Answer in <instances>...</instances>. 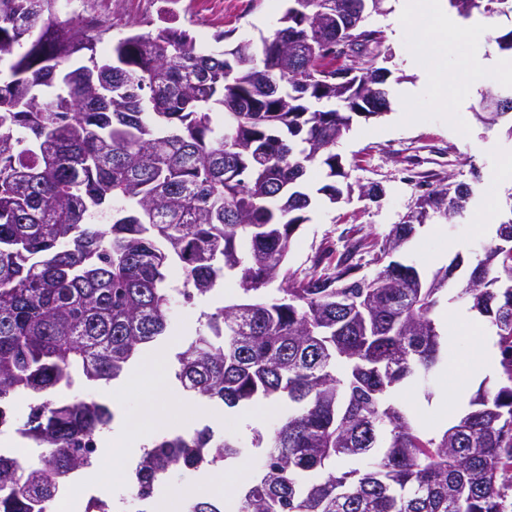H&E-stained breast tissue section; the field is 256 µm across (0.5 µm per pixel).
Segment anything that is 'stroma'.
I'll use <instances>...</instances> for the list:
<instances>
[{
    "label": "stroma",
    "instance_id": "1",
    "mask_svg": "<svg viewBox=\"0 0 512 512\" xmlns=\"http://www.w3.org/2000/svg\"><path fill=\"white\" fill-rule=\"evenodd\" d=\"M285 4L283 0H74L71 17L81 22L84 15H92L109 24L98 46L100 53H109L113 43L129 32H148L152 27H174L188 31L196 39L210 44L212 50L230 48L243 40L260 42L271 36L279 26ZM394 16V0H385L382 12L373 13L365 21L366 28L384 33L379 48L391 75L386 84L387 92L397 87L413 84L417 76L407 64L413 50L411 29H404L401 43H394L390 33ZM225 33L223 43H216V33ZM512 89V80L496 74H487L480 94L472 96L460 108L456 119L435 110L431 96L417 100V118L409 124H399L398 101H391L384 115L369 119L356 118L351 129L336 145L345 174L337 178L338 186H351L352 192L340 202H330L318 194L317 189L327 183L324 168L314 166L308 172V183L313 189V205L309 219L293 237L288 255V265L297 273H304L314 264L335 265L346 248L360 243L371 245L376 238L385 235L395 224L402 221L417 197L423 194L420 176H428L431 184L455 176L459 181H470L471 167H478L483 175L481 183L474 187V195L464 215L439 224L419 227L412 240L394 260L413 265L425 275H433L441 269L434 253L446 244L456 243V256L461 264L450 282L457 288L468 278L484 248L490 242L489 235L481 232L474 222L477 212H487L490 221H497L499 212L506 206L507 192H495L491 176L512 159V136L507 129L512 121L501 120L488 126L478 122L474 113L483 95ZM378 186L381 196L377 201L362 197L361 188ZM237 288L217 285L208 296L197 298L194 307H185L181 297H174L169 305V328L166 340L174 344L173 355L167 356L160 375L174 380L176 353L185 349L199 326L201 313L214 311L233 299ZM487 322L463 331L459 340L445 346L443 357L452 363L449 374L433 372L428 383L411 378L399 384L394 403L408 407L419 426H427L423 411L426 404L436 400L448 382L466 376L473 361L472 346L477 336L487 329ZM172 392H157L152 401L161 415L170 421V433L191 434L202 427H210L215 434L238 437L246 445L239 460L243 465L240 479L250 484L254 479L262 457L261 449L252 447L254 433L271 435L279 426L288 410L286 399H279L275 409L259 427L242 426L228 414L224 404L207 402L204 412L179 415L172 402Z\"/></svg>",
    "mask_w": 512,
    "mask_h": 512
}]
</instances>
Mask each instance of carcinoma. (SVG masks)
Segmentation results:
<instances>
[{"label":"carcinoma","instance_id":"1","mask_svg":"<svg viewBox=\"0 0 512 512\" xmlns=\"http://www.w3.org/2000/svg\"><path fill=\"white\" fill-rule=\"evenodd\" d=\"M383 2L288 0L259 51L250 41L201 51L163 27L119 39L104 60L100 21L76 28L54 0H0V62L38 32L0 80V426L27 394L24 431L42 449L27 468L0 455V512H48L64 478L90 466L85 444L113 414L55 393L118 378L166 334L174 260L189 299L226 275L240 290L178 353L182 388L229 408L288 399L270 438L252 440L267 450L232 512H512V206L457 291L495 328L504 379L479 387L440 433L416 427L390 393L438 364L434 315L459 261L429 279L385 262L415 234L404 221L375 243L374 283L351 278L357 244L332 269L299 279L288 268L309 166L345 176L336 144L353 116L388 110L390 71L373 54L382 32L346 28ZM448 3L464 19L512 12V0ZM338 42L361 60L354 84L331 77ZM336 101L344 110L323 107ZM472 196L464 181L423 194L436 221L462 215ZM111 203L103 232L90 217ZM275 280L283 296L268 298ZM243 449L208 427L162 436L137 464L135 497L151 499L159 473ZM367 457L365 471H336ZM189 504L226 512L219 500Z\"/></svg>","mask_w":512,"mask_h":512}]
</instances>
